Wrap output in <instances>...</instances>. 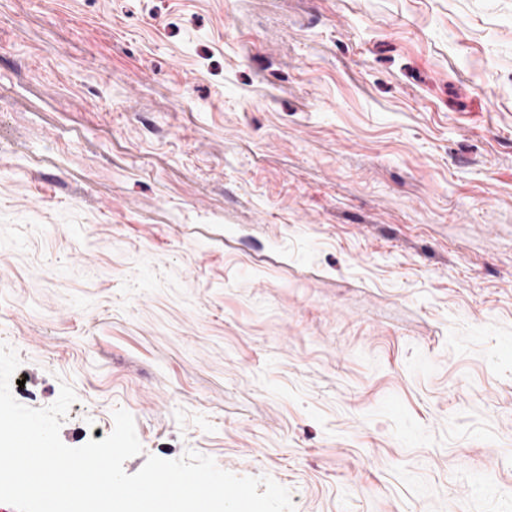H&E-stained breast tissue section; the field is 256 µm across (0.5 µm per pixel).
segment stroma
Here are the masks:
<instances>
[{
	"mask_svg": "<svg viewBox=\"0 0 512 512\" xmlns=\"http://www.w3.org/2000/svg\"><path fill=\"white\" fill-rule=\"evenodd\" d=\"M15 399L295 512H512V0H0Z\"/></svg>",
	"mask_w": 512,
	"mask_h": 512,
	"instance_id": "35a3bbf8",
	"label": "stroma"
}]
</instances>
